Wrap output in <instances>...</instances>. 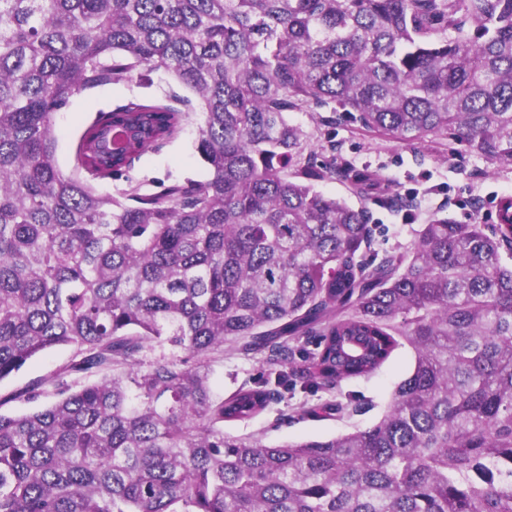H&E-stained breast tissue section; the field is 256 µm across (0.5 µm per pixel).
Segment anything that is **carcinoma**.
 I'll use <instances>...</instances> for the list:
<instances>
[{"label": "carcinoma", "instance_id": "carcinoma-1", "mask_svg": "<svg viewBox=\"0 0 512 512\" xmlns=\"http://www.w3.org/2000/svg\"><path fill=\"white\" fill-rule=\"evenodd\" d=\"M158 70L190 111L101 112L85 175L63 173L54 112ZM333 105L512 169V0H0V380L57 346L77 349L64 374L97 377L0 412V512H512V223L441 217L356 260L365 215L316 189L328 170L288 121ZM193 119L210 179L97 192ZM401 338L414 368L373 426L224 433L270 399L213 394L224 345L331 390ZM147 347L170 356L145 368Z\"/></svg>", "mask_w": 512, "mask_h": 512}]
</instances>
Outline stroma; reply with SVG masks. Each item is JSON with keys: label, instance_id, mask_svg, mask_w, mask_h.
Segmentation results:
<instances>
[{"label": "stroma", "instance_id": "1", "mask_svg": "<svg viewBox=\"0 0 512 512\" xmlns=\"http://www.w3.org/2000/svg\"><path fill=\"white\" fill-rule=\"evenodd\" d=\"M185 94L176 79L161 71L150 74L144 82L79 91L53 117L57 165L67 174L74 170L78 140L98 113L143 100L176 108ZM288 119L308 135L304 155L336 166L335 174L318 183V190L364 211L372 228L370 243L363 250L365 260L379 261L409 250L420 226L436 217L456 224L493 223L497 195L512 194V169L493 170L484 158L465 146L452 151L432 137L399 142L364 131L350 113L328 107L316 112H292ZM196 138L195 125L183 123L175 138L137 157L121 176L98 181L96 190L113 195L139 185L145 191L156 192L189 178L209 179L211 170L197 151ZM355 174L371 177L372 185L365 193L352 191L350 178ZM432 187L447 197L445 206L434 208L425 201L423 194ZM412 208L418 209L419 215L409 222L405 214ZM74 357V347H56L0 380V397L8 400L5 412L21 414L47 405L49 396L29 401L22 398V391L33 382L57 376ZM413 368L414 352L403 342L373 374L345 380L338 389L328 391L299 381H282V369L272 363L269 351L247 354L228 347L212 359L210 381L215 393L223 396L243 386L270 390L273 397L265 411L247 421L226 422L224 430L276 445L372 426L383 415L396 385ZM336 402L348 405V413L324 418L300 413L304 405L320 407Z\"/></svg>", "mask_w": 512, "mask_h": 512}]
</instances>
